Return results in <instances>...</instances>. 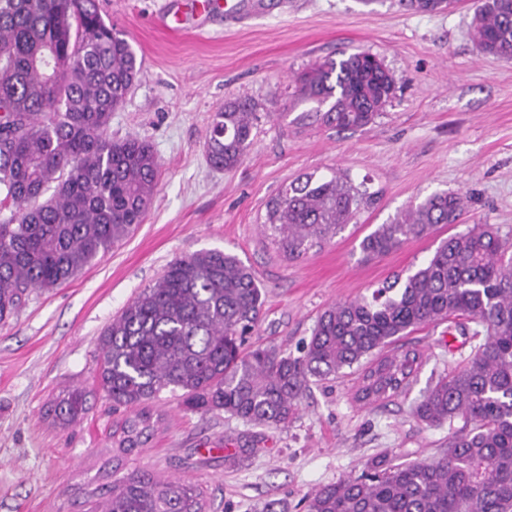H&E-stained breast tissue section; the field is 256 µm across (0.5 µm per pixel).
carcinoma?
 <instances>
[{
  "label": "carcinoma",
  "instance_id": "obj_1",
  "mask_svg": "<svg viewBox=\"0 0 512 512\" xmlns=\"http://www.w3.org/2000/svg\"><path fill=\"white\" fill-rule=\"evenodd\" d=\"M449 0H402L436 12ZM470 35L481 50L512 61V0H477ZM141 71L126 36L106 24L97 0H0V321L30 289L50 290L122 244L141 224L160 164L137 137L108 129ZM300 95L339 130L370 124L395 82L378 57L354 52L313 64ZM255 108L244 97L212 116L211 165L232 170L251 144ZM365 193L348 177L307 174L267 204L288 257L342 230ZM462 193L437 192L360 244L386 255L468 208ZM264 305L253 270L237 256L203 249L175 259L117 315L98 341V378L112 406L129 411L119 451L155 432L148 404L179 393L192 411H222L251 425L286 427L310 385L357 368L354 401L370 405L409 391L424 353L393 348L415 329L462 317L481 326L467 364L440 377L412 406L429 426L448 424V448L432 460L396 463L323 485L303 512H512V235L477 224L441 242L403 281L371 298L337 302L318 317L297 353L247 344ZM73 389L51 406L69 424L88 412ZM462 421L459 427L455 421ZM199 484L137 470L112 482L95 512H211Z\"/></svg>",
  "mask_w": 512,
  "mask_h": 512
}]
</instances>
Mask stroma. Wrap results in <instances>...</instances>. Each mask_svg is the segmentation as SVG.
<instances>
[{
  "label": "stroma",
  "mask_w": 512,
  "mask_h": 512,
  "mask_svg": "<svg viewBox=\"0 0 512 512\" xmlns=\"http://www.w3.org/2000/svg\"><path fill=\"white\" fill-rule=\"evenodd\" d=\"M201 3L98 0L105 22L143 59L110 132L152 146L158 188L129 241L62 286L31 291L0 323V512H87L101 487L135 469L203 483L214 512H265L271 502L301 512L306 494L359 475L380 453L414 461L448 446L447 426L411 414L474 345L441 322L399 341L425 354L407 394L363 407L353 400L356 375L323 381L283 429L194 412L166 392L152 404L161 415L153 437L131 455L119 452L124 414L98 380L97 340L175 258L217 248L252 267L265 298L254 338L293 352L327 306L414 272L448 236L476 224L512 233V62L471 41L473 0L436 13L405 10L399 0H263L232 23L224 9ZM358 51L384 61L396 95L363 128L325 126L297 78L316 61ZM236 97L256 105L252 144L237 169L218 171L206 133L213 113ZM334 172L371 201L331 241L288 258L265 227L269 200L300 176ZM442 191L469 196L459 223L363 260L364 237ZM75 388L90 410L64 427L50 407Z\"/></svg>",
  "instance_id": "stroma-1"
}]
</instances>
